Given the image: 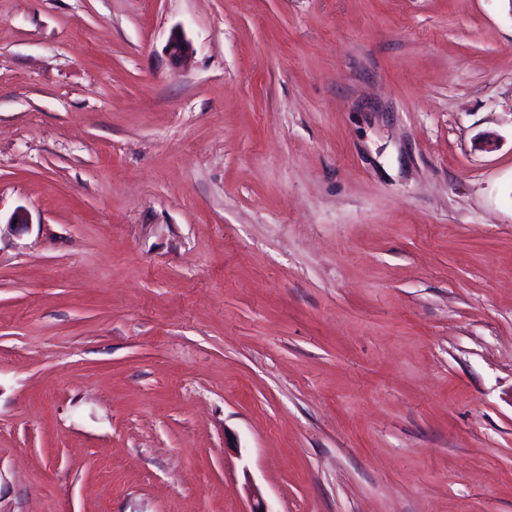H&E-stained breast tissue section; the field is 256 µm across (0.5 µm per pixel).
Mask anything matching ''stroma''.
<instances>
[{
	"label": "stroma",
	"instance_id": "1",
	"mask_svg": "<svg viewBox=\"0 0 512 512\" xmlns=\"http://www.w3.org/2000/svg\"><path fill=\"white\" fill-rule=\"evenodd\" d=\"M19 209L0 512H512V0H0Z\"/></svg>",
	"mask_w": 512,
	"mask_h": 512
}]
</instances>
